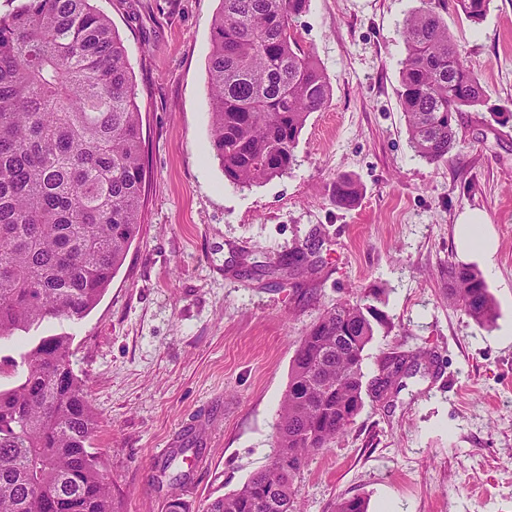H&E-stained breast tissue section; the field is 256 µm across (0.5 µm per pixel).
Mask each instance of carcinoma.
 <instances>
[{
    "mask_svg": "<svg viewBox=\"0 0 512 512\" xmlns=\"http://www.w3.org/2000/svg\"><path fill=\"white\" fill-rule=\"evenodd\" d=\"M207 67L209 148L240 187L285 174L309 115L331 100L323 67L298 44L309 0H220ZM491 0H421L404 23L397 96L416 155L448 161L456 116L486 90L442 12L481 22ZM146 166L137 90L123 40L93 0H20L0 15V342L44 322L83 318L119 271L142 224ZM361 185L336 176L333 202L351 209ZM288 279L297 261L266 262ZM448 303L477 324L495 304L478 270L448 263ZM379 316L356 301L326 308L292 357L272 453L205 512H300L294 487L310 455L330 448L405 363L394 391L420 371L422 350L391 352L364 384ZM72 337L43 336L0 360V512H118L94 436L99 420L72 368ZM334 512H368L363 497Z\"/></svg>",
    "mask_w": 512,
    "mask_h": 512,
    "instance_id": "obj_1",
    "label": "carcinoma"
}]
</instances>
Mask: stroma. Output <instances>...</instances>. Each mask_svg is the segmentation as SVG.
<instances>
[{"instance_id": "obj_1", "label": "stroma", "mask_w": 512, "mask_h": 512, "mask_svg": "<svg viewBox=\"0 0 512 512\" xmlns=\"http://www.w3.org/2000/svg\"><path fill=\"white\" fill-rule=\"evenodd\" d=\"M121 35L135 84L147 167L143 223L126 260L82 319L24 334L70 336L100 427L95 437L120 512H201L268 461L292 356L337 300L374 293L385 324L366 351L418 347L429 374L365 405L334 447L295 481L301 512L360 496L368 512H512V0L477 24L445 13L486 89L458 115L447 163L412 150L397 89L404 21L418 0H310L295 32L331 83L286 174L238 187L207 152V66L220 0H95ZM360 182L336 208L337 176ZM484 211L497 240L486 283L492 325L448 303L458 216ZM319 239L321 273H265ZM187 474L184 488L170 483Z\"/></svg>"}]
</instances>
